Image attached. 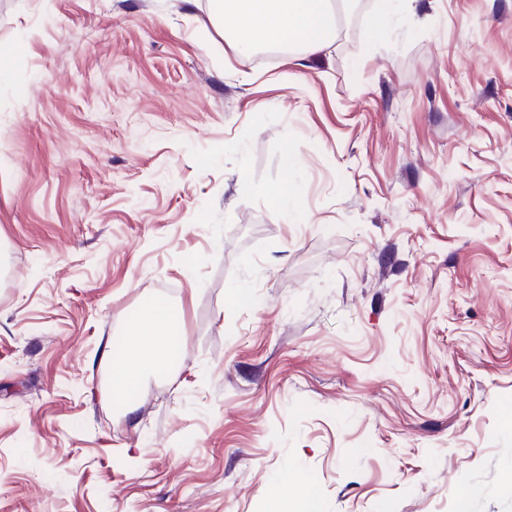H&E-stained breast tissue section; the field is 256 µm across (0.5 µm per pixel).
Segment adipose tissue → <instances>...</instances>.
Wrapping results in <instances>:
<instances>
[{"label":"adipose tissue","instance_id":"1","mask_svg":"<svg viewBox=\"0 0 512 512\" xmlns=\"http://www.w3.org/2000/svg\"><path fill=\"white\" fill-rule=\"evenodd\" d=\"M211 10L219 34L240 56L261 48L285 52L293 46L313 55L331 47L338 36L335 0H211ZM179 339L178 322L169 308L145 304L130 325L121 354L109 347L101 353L113 399H123L146 372L167 371Z\"/></svg>","mask_w":512,"mask_h":512}]
</instances>
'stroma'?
Here are the masks:
<instances>
[{
    "label": "stroma",
    "instance_id": "35a3bbf8",
    "mask_svg": "<svg viewBox=\"0 0 512 512\" xmlns=\"http://www.w3.org/2000/svg\"><path fill=\"white\" fill-rule=\"evenodd\" d=\"M382 8L258 61L209 0H0V512H512V0ZM179 335L178 322L167 306L145 304L124 336L122 358L116 357L110 345L101 353V360L109 366L112 398L123 399L128 388L138 385L148 371H167L172 365L173 345L182 340Z\"/></svg>",
    "mask_w": 512,
    "mask_h": 512
}]
</instances>
